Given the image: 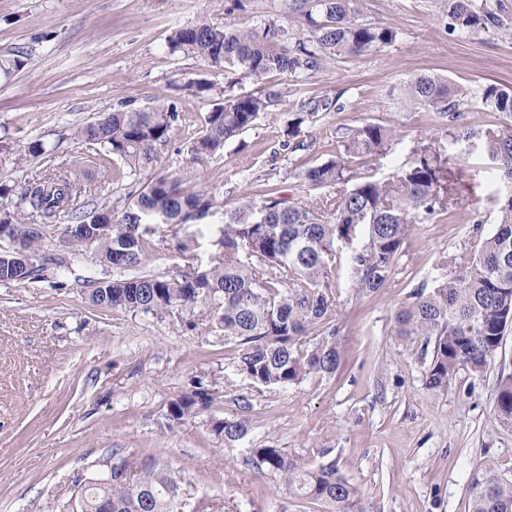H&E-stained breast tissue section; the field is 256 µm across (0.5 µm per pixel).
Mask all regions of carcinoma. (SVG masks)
<instances>
[{
    "label": "carcinoma",
    "mask_w": 512,
    "mask_h": 512,
    "mask_svg": "<svg viewBox=\"0 0 512 512\" xmlns=\"http://www.w3.org/2000/svg\"><path fill=\"white\" fill-rule=\"evenodd\" d=\"M313 30L308 40L288 38V25L272 20L260 26L214 25L199 20L168 36L170 54L201 57L215 69L239 71L256 83L275 73L302 81L338 58L356 56L391 43L389 27L358 21L357 0H303ZM448 29L468 34L488 27L509 30L501 0H445ZM30 64L21 47L0 51V78L10 79ZM268 92L224 100L205 117L190 152L196 160L222 156L226 142L250 128L274 102ZM481 101L505 124L500 130L464 122L461 104ZM420 106L448 125V133L478 141L501 172L510 192L498 202L491 234L473 241L472 260L443 256L448 274L419 287L396 312L394 335L422 352H431L425 387L442 392L461 371L482 375L512 328V86H460L429 74L410 79L401 106ZM327 104L311 100L288 121L284 135L296 138L308 116ZM176 107L163 99L148 109L120 108L76 128L74 138L121 162L130 175L152 164L158 147L171 139ZM389 127L364 123L340 136L336 158L308 167L299 177L318 188L336 187L326 209L308 203L288 205L269 197L245 199L224 210L221 252L208 268L194 263L193 249L183 243L186 265L177 275L136 273L149 245L151 225L176 226L201 220L215 199L183 187L177 174L159 176L130 195L121 216L91 238L79 232L112 210L96 199L95 184L81 173L84 158L73 165L49 168L22 185L0 182L4 239L19 243L36 265L6 262L0 254V281L38 279L64 257L40 258L44 236L35 221L53 224L67 218L78 229L67 240L74 258L89 247L116 277L90 280L89 298L96 306L163 317L200 308L212 327L234 349L233 366L252 388L287 389L312 376L336 374L345 360L330 324L342 283L358 295L386 287L397 270L404 244L417 224L453 213L456 171L442 153L420 148L411 164L390 182L345 176L352 159L378 155L390 139ZM52 153L40 139L14 144L0 140V154L23 164ZM214 390L198 383L172 400L168 419L181 424L212 407ZM498 424H512V378L497 386L493 412ZM212 431L233 445L249 432L243 416L215 418ZM247 466L279 476L284 495L316 504L321 512H362V492L331 460L307 466L284 448L247 449ZM472 512H512V479L477 473L472 480ZM67 512H185L176 471L154 456L112 451V478L78 486Z\"/></svg>",
    "instance_id": "obj_1"
}]
</instances>
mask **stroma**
Listing matches in <instances>:
<instances>
[{
	"instance_id": "1",
	"label": "stroma",
	"mask_w": 512,
	"mask_h": 512,
	"mask_svg": "<svg viewBox=\"0 0 512 512\" xmlns=\"http://www.w3.org/2000/svg\"><path fill=\"white\" fill-rule=\"evenodd\" d=\"M301 0H0V51L22 47L29 67L0 80V138L40 139L53 159L15 165L0 155V179L15 183L50 163L72 161V129L121 103L134 108L168 98L180 114L171 140L145 173L126 175L120 162L96 157L87 167L97 199L122 213L128 193L156 177L179 173L212 195L217 206L199 223L160 226L140 273L172 276L183 268L181 243L210 266L220 251L224 212L241 198L274 195L290 204L326 196L299 179L300 169L336 155L344 129L376 122L393 128L385 150L351 161L352 177L386 181L424 145L455 163L458 206L413 229L398 273L386 288L359 296L342 287L335 323L346 365L288 389H244L233 352L205 317L163 318L93 305L84 279L108 280L111 268L93 249L69 258L65 221L51 226L43 250L67 257L45 278L0 282V512L62 508L78 480L103 474L113 449L151 454L180 470L188 512H312L284 498L279 477L245 466L250 447L287 449L308 465L337 461L360 486L363 512H470L476 472L512 478V427L493 423L497 383L512 376V333L483 376L457 375L442 394L425 387L418 350L393 334L394 316L414 288L439 275L444 254L466 252L474 234H489L502 179L481 147L445 133L433 113L401 107L407 80L438 75L465 86L512 85V32L449 31L443 0H360V22L392 28L395 40L337 59L296 81L274 74L255 84L233 69L211 70L202 58H176L172 28L205 18L216 25H258L287 18L291 38L309 37ZM214 85L210 99L181 92L198 78ZM272 91L276 102L222 157L198 162L191 142L221 100ZM328 102L305 122L294 144L284 127L301 104ZM481 213L474 228L468 218ZM216 400L183 425H170L171 400L196 381ZM246 414L248 436L226 445L211 417Z\"/></svg>"
}]
</instances>
